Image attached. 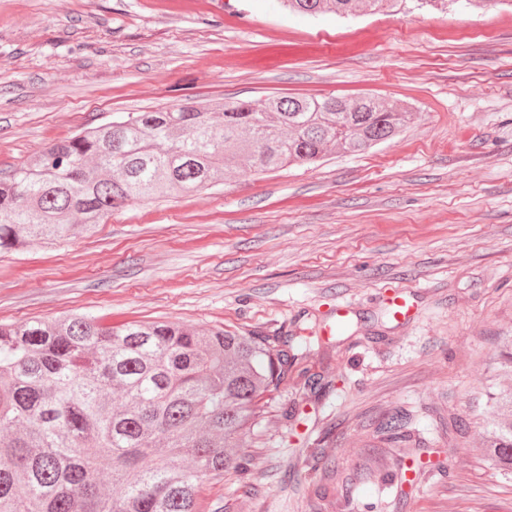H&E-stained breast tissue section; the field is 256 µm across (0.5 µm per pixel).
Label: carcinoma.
<instances>
[{
    "label": "carcinoma",
    "mask_w": 512,
    "mask_h": 512,
    "mask_svg": "<svg viewBox=\"0 0 512 512\" xmlns=\"http://www.w3.org/2000/svg\"><path fill=\"white\" fill-rule=\"evenodd\" d=\"M398 2L283 0L292 12L343 17ZM410 120L370 96L132 112L0 178V250L63 241L131 202L199 191L241 157L259 173L313 163L330 146L361 154ZM294 359L222 328L87 316L0 324V512H199L203 482L247 465L238 448ZM488 400L489 459L512 475V390ZM409 420L392 414L379 431L407 444Z\"/></svg>",
    "instance_id": "1"
}]
</instances>
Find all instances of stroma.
<instances>
[{
    "label": "stroma",
    "instance_id": "stroma-1",
    "mask_svg": "<svg viewBox=\"0 0 512 512\" xmlns=\"http://www.w3.org/2000/svg\"><path fill=\"white\" fill-rule=\"evenodd\" d=\"M329 95L413 118L360 155L232 171L1 252L0 322L318 336L266 395L250 469L204 483L202 512H512V477L483 450L487 393L512 387L493 360L512 343V5L341 17L280 0H0V177L189 97ZM301 371L323 379L318 400ZM395 412L410 447L377 430Z\"/></svg>",
    "mask_w": 512,
    "mask_h": 512
}]
</instances>
